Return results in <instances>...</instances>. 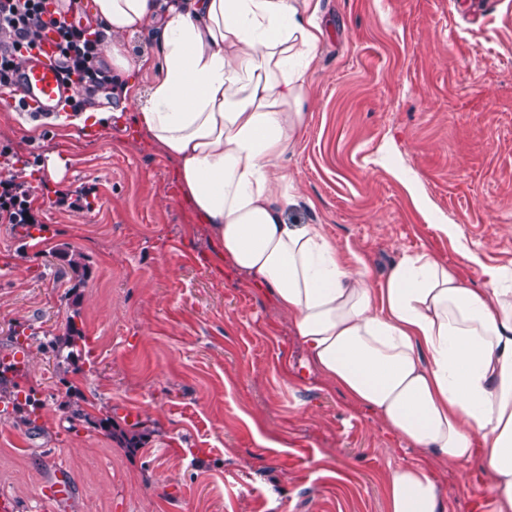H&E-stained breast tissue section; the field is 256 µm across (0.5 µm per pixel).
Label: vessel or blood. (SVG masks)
<instances>
[{"mask_svg":"<svg viewBox=\"0 0 512 512\" xmlns=\"http://www.w3.org/2000/svg\"><path fill=\"white\" fill-rule=\"evenodd\" d=\"M17 93L25 102L52 117L61 113L77 88L68 78L59 58L52 34H43L39 49L23 54L14 73Z\"/></svg>","mask_w":512,"mask_h":512,"instance_id":"vessel-or-blood-1","label":"vessel or blood"}]
</instances>
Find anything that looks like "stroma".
<instances>
[{
  "label": "stroma",
  "instance_id": "obj_1",
  "mask_svg": "<svg viewBox=\"0 0 512 512\" xmlns=\"http://www.w3.org/2000/svg\"><path fill=\"white\" fill-rule=\"evenodd\" d=\"M320 22L288 223L322 225L375 286L422 253L476 288L487 268L512 278V0H321ZM85 99L111 123L31 132L0 95V180L35 186L45 226L0 223V361L25 360L18 389L41 403L26 424L0 412V497L16 512H386L389 472L416 463L446 512H496L480 460L443 467L307 373L287 317L221 259L174 164L133 129L120 81ZM62 469L72 496L42 499Z\"/></svg>",
  "mask_w": 512,
  "mask_h": 512
}]
</instances>
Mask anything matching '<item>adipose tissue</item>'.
<instances>
[{
  "label": "adipose tissue",
  "mask_w": 512,
  "mask_h": 512,
  "mask_svg": "<svg viewBox=\"0 0 512 512\" xmlns=\"http://www.w3.org/2000/svg\"><path fill=\"white\" fill-rule=\"evenodd\" d=\"M320 0H93L100 51L137 128L177 179L222 256L271 294L304 368L386 430L443 464L480 458L496 512H512V288L485 269L471 287L428 254L403 257L379 287L322 225L290 224L283 165L307 124V78L323 35ZM159 33L158 73L116 37ZM386 512H445L433 474L393 469Z\"/></svg>",
  "instance_id": "1"
}]
</instances>
